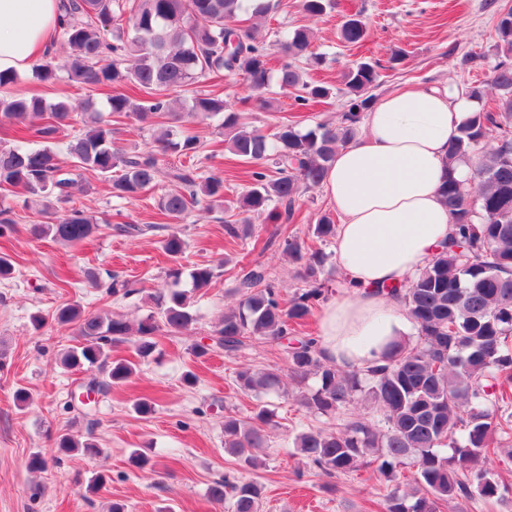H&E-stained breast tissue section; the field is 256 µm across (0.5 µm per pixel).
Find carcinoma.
Returning <instances> with one entry per match:
<instances>
[{"label":"carcinoma","instance_id":"obj_1","mask_svg":"<svg viewBox=\"0 0 512 512\" xmlns=\"http://www.w3.org/2000/svg\"><path fill=\"white\" fill-rule=\"evenodd\" d=\"M302 10L322 16L335 8L334 0H302ZM270 0H62L61 38L67 58L51 55L32 66L38 83L61 79L97 89L125 86L128 93L107 96V113L90 111L87 101L48 103L37 95L11 91L15 78L0 74V191L21 189L55 213L52 224H36L37 237H49L76 246L105 226L86 211L64 205L87 171L108 179L112 196L132 200L163 181L180 189L164 194L158 210L178 222L190 209L205 203L206 210L224 207V174L205 179L189 166L166 161L172 154L194 157L200 151L197 136L182 128L183 116L224 115L229 151L257 165L251 182L235 201L239 219L224 224L232 240L245 233L253 214L268 213L273 222L294 215L296 197L317 187L325 178L336 150L353 141L363 113L376 100L374 90L387 70L405 59L392 53L388 61H358L342 75L344 111L336 126L318 124L302 131L294 121L277 123L272 132L247 122L255 103L265 105L264 93L272 78L291 90L299 106L333 98L334 88L303 79L300 64L315 68L323 55L312 50L310 29L298 27L274 44L282 57L278 70L270 67V47L257 37V24L243 25L240 14L257 20L271 12ZM127 21L131 34L107 38ZM498 42L490 81L499 91L496 109L480 108L448 144L449 168L441 186L454 233L448 246L407 285L391 288L404 305L418 334L414 344L402 339L385 355V363L344 370L328 361L319 339L299 327L311 316L314 302L328 291L330 255L305 241L288 238L282 253L299 264L304 288L283 302L261 265L240 268L235 292L241 300L224 311L213 336V347L232 357L255 339L278 346L288 369L246 367L235 382L245 394L257 396L285 391L284 378L297 388L299 406L313 415L332 416L347 404L370 402L373 417L353 416L326 429L309 428L294 438L304 464L333 477L372 466L389 491L384 512H440L444 503H456L458 512L469 504H506L512 512V489L501 484L488 467L493 459L512 458V9L499 15ZM368 34L363 13L345 15L340 38L358 45ZM239 78L248 95L233 108L221 95L197 93L188 112H182L170 93L214 74ZM133 115L170 119L147 150L117 144L110 116ZM78 133L60 142L64 128ZM18 127L34 148L7 145L4 136ZM63 148L70 160L59 159ZM468 163L477 194L458 181L453 171ZM131 236L162 229L159 224L115 227ZM336 236V224L323 214L311 228V237L323 243ZM173 265L166 276L176 285L184 270L178 263L185 248L171 227L161 240ZM210 265L189 272L193 288L211 285ZM154 310L132 327L109 312L84 313L78 303H65L52 313L60 327L75 325L81 342L66 349L67 368L97 367L87 389L107 393L135 371L130 360L114 361L115 344L132 342L135 356L147 359L157 349V333L174 336L197 319L189 296L160 289L151 294ZM274 414L260 405L250 417H224V449L248 467H256V451L266 447V428ZM55 451H80L90 459L103 453L88 438L81 442L65 433L56 438ZM411 476H406L405 471ZM264 487L231 475L212 483L209 496L227 502L231 512H260Z\"/></svg>","mask_w":512,"mask_h":512}]
</instances>
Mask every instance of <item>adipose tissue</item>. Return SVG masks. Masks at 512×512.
Returning <instances> with one entry per match:
<instances>
[{
  "instance_id": "1",
  "label": "adipose tissue",
  "mask_w": 512,
  "mask_h": 512,
  "mask_svg": "<svg viewBox=\"0 0 512 512\" xmlns=\"http://www.w3.org/2000/svg\"><path fill=\"white\" fill-rule=\"evenodd\" d=\"M59 15V0H0V74H22L53 49ZM478 109L447 84L392 92L366 112L363 134L337 150L322 187L341 219L335 257L352 291L320 319V346L337 366L381 363L408 332L389 289L448 244L453 223L439 195L448 144Z\"/></svg>"
}]
</instances>
